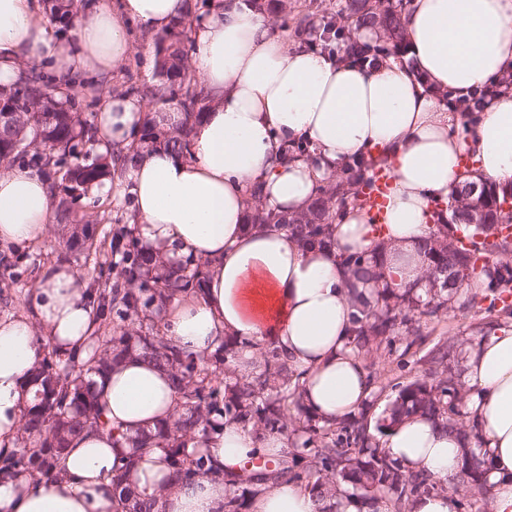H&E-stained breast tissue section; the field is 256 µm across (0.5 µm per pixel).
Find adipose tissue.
Segmentation results:
<instances>
[{
    "mask_svg": "<svg viewBox=\"0 0 512 512\" xmlns=\"http://www.w3.org/2000/svg\"><path fill=\"white\" fill-rule=\"evenodd\" d=\"M190 9L189 0H83L74 37L62 42L40 0H0V86H13L35 63L67 94L81 78H100L128 60L131 23L162 33ZM406 29L405 60L345 65L312 46L284 43L252 0H209L191 27V64L209 98L193 130L192 158L143 151L112 185L113 195L130 191L136 219L129 230L145 251L170 268L209 263L202 292L164 304L168 339L198 355L233 339L232 368L241 377L262 349H277L301 376L305 408L329 421L359 414L371 391L350 347L357 308L374 304L385 288L425 290L424 252L439 202L467 182L512 186V94L493 97L471 120L437 96L472 93L512 69V0H413ZM145 111L138 99L109 96L98 114L102 152L133 144ZM302 137L311 154L288 157ZM370 156L385 157L393 175L381 231L359 208L337 221L333 244L323 249L302 246L282 227L249 225L254 182H264L266 205L300 213L344 161ZM51 221L49 187L36 169L0 171V242L39 243ZM354 253L381 256L383 277L354 279L343 262ZM38 322L59 353L90 343L96 313L71 268L44 272L32 316L0 319V454L14 450L20 435ZM463 369L470 423L488 460L489 510L512 512V328L467 346ZM95 391L113 427L131 437L154 431L177 406L168 370L136 352L96 378ZM204 446L215 465L237 473L288 441L225 421ZM380 446L404 470L444 483L467 450L455 431L419 415L389 427ZM124 454L108 433L83 434L67 450L66 478L0 480V512H120L111 475ZM166 473L164 452L154 448L126 478L139 493H157L158 512H224L229 484L211 476L168 483ZM321 508L291 481L261 486L250 500V512Z\"/></svg>",
    "mask_w": 512,
    "mask_h": 512,
    "instance_id": "ef3b65f1",
    "label": "adipose tissue"
}]
</instances>
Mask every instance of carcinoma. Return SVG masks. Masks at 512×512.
<instances>
[{"mask_svg": "<svg viewBox=\"0 0 512 512\" xmlns=\"http://www.w3.org/2000/svg\"><path fill=\"white\" fill-rule=\"evenodd\" d=\"M43 2L46 13L64 24L76 19L80 9V0ZM409 2L347 0L346 10L360 23L378 30L383 44L370 45L368 50L385 57L399 54L406 45ZM325 35L329 43L346 41L344 58L348 61L360 57L359 43L346 35L339 18L327 22ZM187 43L188 27L182 19L167 32L153 36L156 83L125 90V94L148 102L137 142L109 160L102 156L79 160L80 147L95 139L94 127L83 117L74 97L58 96L37 66H26L24 81L8 91L0 90V113L10 112V120L0 127V167L17 162L39 167L50 181L52 198H60L68 213L69 205L112 176L113 170L135 164L142 149L159 147L181 157L191 155L192 130L204 114L207 96L190 71ZM172 109L183 114V119L166 128L161 119ZM69 157L76 162L66 166ZM386 168L384 158H359L342 165L332 179L316 187L309 209L296 215L267 207L261 201L258 183L251 190L255 204L248 223L281 226L304 245H326L331 242L336 219L348 207L367 206L366 189L375 171ZM506 195L493 183L478 188L468 185L449 194L448 220L438 224L427 250L426 278L431 288L423 293L411 286L392 290L381 296L380 304L361 309L354 317L353 352L384 346L390 355L397 351L406 355L421 340L420 324L449 314L452 298L464 283L479 275L485 276L492 292L488 310L500 303L502 314L512 316V304L502 302L503 295L512 294V234H503L505 227H512V208H503ZM475 217L482 223H472ZM465 238L471 247L464 246ZM475 250L488 254L490 261L477 265ZM112 254L116 257L115 277L99 283L95 292L101 311L115 315L119 324L112 335L97 337L99 345L84 354H59L47 343L40 346L41 359L29 379L33 398L23 409L18 447L0 458L1 479L31 473L38 480H58L73 438L85 431L112 430L91 390V377L103 374L136 348L169 368L178 410L149 437L133 439L119 434L117 441L140 453L164 449L170 479L189 482L211 474L209 454L199 442L216 417L240 422L258 435L288 437V450L277 459H259L252 468L225 478L235 490L224 501V512H246L247 496L269 480L296 481L318 499H334L323 512H339L348 499L357 502L359 512H380L382 505L388 512H408L413 498L432 491L474 492L482 502L477 512H487L489 485L481 453L472 451L464 456L451 487L422 471L406 472L366 434L364 421L355 417L330 423L308 414L299 398L300 376L293 374L276 350L265 349L257 370L237 378L231 369L234 343L226 341L201 358L168 339L159 320L148 314L150 306L155 302L161 305L189 287L202 289L208 262L188 261L168 277L156 276V259L126 234L112 239ZM344 262L359 279L382 276L383 262L374 255H348ZM417 362L423 366V374L396 385L395 400L378 429L419 414L465 438L471 436L473 430L465 421L467 393L455 373L461 363L458 345L441 337ZM136 459L135 455L126 457L112 475L113 493L122 512H152L154 498H142L124 485L123 476Z\"/></svg>", "mask_w": 512, "mask_h": 512, "instance_id": "1", "label": "carcinoma"}]
</instances>
